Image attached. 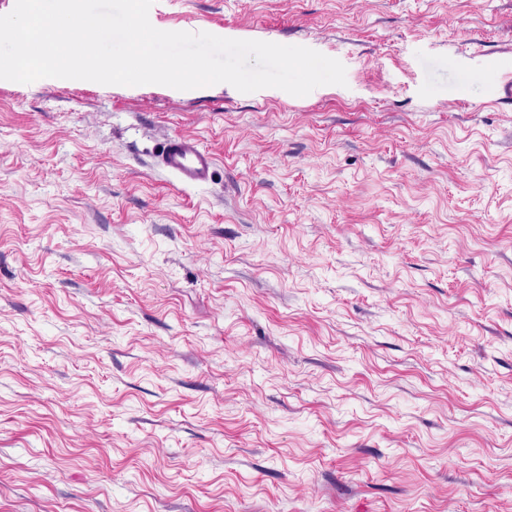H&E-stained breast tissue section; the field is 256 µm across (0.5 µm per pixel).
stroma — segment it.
<instances>
[{
    "mask_svg": "<svg viewBox=\"0 0 512 512\" xmlns=\"http://www.w3.org/2000/svg\"><path fill=\"white\" fill-rule=\"evenodd\" d=\"M149 20L346 83L0 80V512H512V0ZM157 159V165L183 186L207 184L215 165L212 153L195 140L179 135L164 140Z\"/></svg>",
    "mask_w": 512,
    "mask_h": 512,
    "instance_id": "1",
    "label": "stroma"
}]
</instances>
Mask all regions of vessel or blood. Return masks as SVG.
<instances>
[{
  "instance_id": "obj_1",
  "label": "vessel or blood",
  "mask_w": 512,
  "mask_h": 512,
  "mask_svg": "<svg viewBox=\"0 0 512 512\" xmlns=\"http://www.w3.org/2000/svg\"><path fill=\"white\" fill-rule=\"evenodd\" d=\"M157 164L181 185L202 186L212 176L215 158L195 140L175 135L164 140Z\"/></svg>"
}]
</instances>
